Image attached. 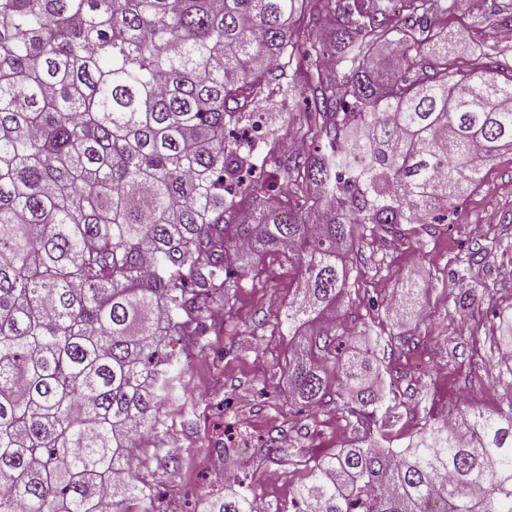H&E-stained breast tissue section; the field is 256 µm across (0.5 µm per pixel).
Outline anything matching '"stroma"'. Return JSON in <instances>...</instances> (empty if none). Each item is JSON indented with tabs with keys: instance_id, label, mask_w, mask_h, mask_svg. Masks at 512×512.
Wrapping results in <instances>:
<instances>
[{
	"instance_id": "stroma-1",
	"label": "stroma",
	"mask_w": 512,
	"mask_h": 512,
	"mask_svg": "<svg viewBox=\"0 0 512 512\" xmlns=\"http://www.w3.org/2000/svg\"><path fill=\"white\" fill-rule=\"evenodd\" d=\"M512 13V0H457L444 27L458 44L465 67L474 50L494 47L503 68L512 67V42L495 23ZM295 90L281 96L270 88L262 109L276 138L256 143L248 161L264 182L250 199L274 207L279 217L296 210L299 197L279 167L282 156H307L313 143L304 127L310 65L294 67ZM351 288L336 307L347 333L342 351L371 350L386 396L406 408L400 418H378L374 434L404 447L425 421L468 404L486 411L503 406L507 377L497 361L499 316L512 309V152L491 161L480 187L448 206L443 224H406L400 233L375 231L348 255ZM224 307L223 324L205 320L193 336L165 342L176 364L171 389L161 390L157 434L138 455L140 485L153 491L152 512H214L224 498V470L256 497V512H292L291 502L305 466L360 438L365 424L345 420L335 404L318 412L288 400V358L294 346L314 344L325 328L317 320L296 335L278 327L282 310L301 277L284 255L250 258ZM423 275L424 315L399 316L390 303L405 278ZM276 438L280 451L269 455ZM274 471V488L257 476Z\"/></svg>"
}]
</instances>
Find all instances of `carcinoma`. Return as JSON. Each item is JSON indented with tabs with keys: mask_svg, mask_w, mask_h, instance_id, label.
<instances>
[{
	"mask_svg": "<svg viewBox=\"0 0 512 512\" xmlns=\"http://www.w3.org/2000/svg\"><path fill=\"white\" fill-rule=\"evenodd\" d=\"M457 0H346L327 28L344 90L310 86L308 131L327 147L284 168L324 204L239 221L251 170L242 145L289 68L319 58L293 40L314 0H0V512H130L132 440L159 413L172 355L208 301L247 275L243 255L279 251L302 275L288 328L323 316L349 289L358 229L437 219L512 150V76L477 57L448 60L428 15ZM404 54L384 81L381 45ZM252 110H246L247 105ZM298 350L295 400L376 421L396 410L365 359ZM499 346L512 355V316ZM428 423L403 448L352 444L306 469L294 512H512V398ZM219 512H255L245 491Z\"/></svg>",
	"mask_w": 512,
	"mask_h": 512,
	"instance_id": "cac0c4a2",
	"label": "carcinoma"
}]
</instances>
